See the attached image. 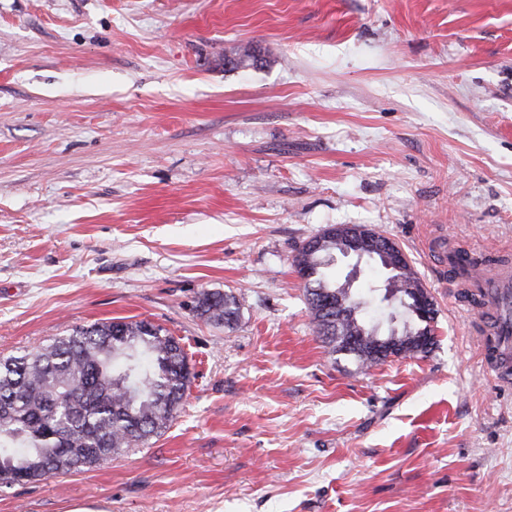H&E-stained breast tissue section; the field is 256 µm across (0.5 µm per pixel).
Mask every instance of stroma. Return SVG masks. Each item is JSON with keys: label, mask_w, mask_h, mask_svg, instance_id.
I'll use <instances>...</instances> for the list:
<instances>
[{"label": "stroma", "mask_w": 512, "mask_h": 512, "mask_svg": "<svg viewBox=\"0 0 512 512\" xmlns=\"http://www.w3.org/2000/svg\"><path fill=\"white\" fill-rule=\"evenodd\" d=\"M333 224L404 251L428 353L317 336L292 260ZM437 231L512 263V0H0V356L147 320L194 373L147 447L0 512H512V387ZM263 57L261 51L252 45L239 47L231 56L224 54V68L230 70L244 67L257 68L262 65ZM409 287H423L417 273L411 266L408 258L405 264L404 270L401 273V280H397L394 283V288L388 289L386 291L390 292L394 297L395 303H399L400 305H404L403 302V294L405 293L404 288ZM424 288V287H423ZM420 288L415 290L412 293V309L415 310L416 315H421L425 322L430 321V317H432V311L434 309L433 301L428 294L427 290ZM197 312L217 324H231L235 320L236 311L231 308L224 294L204 292L198 299Z\"/></svg>", "instance_id": "1"}]
</instances>
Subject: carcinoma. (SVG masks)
<instances>
[{
    "instance_id": "1",
    "label": "carcinoma",
    "mask_w": 512,
    "mask_h": 512,
    "mask_svg": "<svg viewBox=\"0 0 512 512\" xmlns=\"http://www.w3.org/2000/svg\"><path fill=\"white\" fill-rule=\"evenodd\" d=\"M261 51L246 45L224 56V67L257 68ZM309 269L306 297L315 331L333 353L371 366L388 359L336 340L350 332L348 308L326 307L338 283L328 264L298 250ZM421 282L411 264L389 292L403 303ZM197 312L231 324L236 311L224 294L204 292ZM193 374L184 348L146 321L82 326L35 352L0 357V486L35 483L58 473L92 468L126 448L144 447L162 434L181 405Z\"/></svg>"
}]
</instances>
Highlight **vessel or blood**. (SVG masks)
I'll use <instances>...</instances> for the list:
<instances>
[{
  "instance_id": "vessel-or-blood-1",
  "label": "vessel or blood",
  "mask_w": 512,
  "mask_h": 512,
  "mask_svg": "<svg viewBox=\"0 0 512 512\" xmlns=\"http://www.w3.org/2000/svg\"><path fill=\"white\" fill-rule=\"evenodd\" d=\"M449 265H462L457 278L461 291L475 294L486 321L479 327L483 362L499 383L512 387V272L486 270L476 263H461L458 251L448 254Z\"/></svg>"
}]
</instances>
